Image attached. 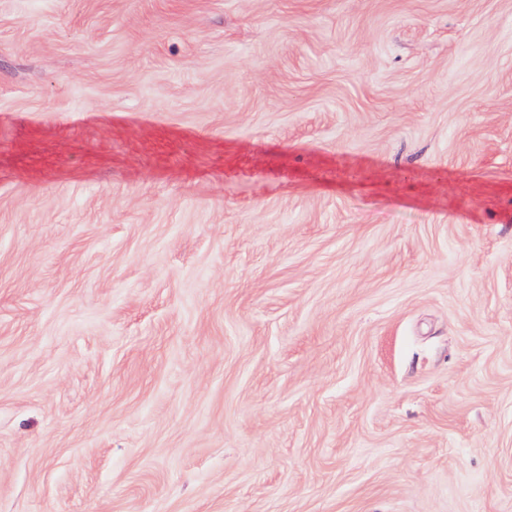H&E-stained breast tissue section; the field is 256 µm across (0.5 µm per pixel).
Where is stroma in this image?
Listing matches in <instances>:
<instances>
[{
	"label": "stroma",
	"instance_id": "obj_1",
	"mask_svg": "<svg viewBox=\"0 0 512 512\" xmlns=\"http://www.w3.org/2000/svg\"><path fill=\"white\" fill-rule=\"evenodd\" d=\"M0 512H512V0H0Z\"/></svg>",
	"mask_w": 512,
	"mask_h": 512
}]
</instances>
